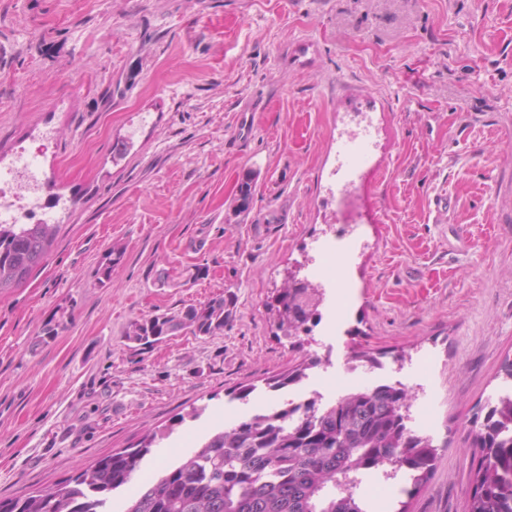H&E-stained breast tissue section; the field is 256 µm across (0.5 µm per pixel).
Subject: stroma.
I'll return each instance as SVG.
<instances>
[{"label":"stroma","instance_id":"stroma-1","mask_svg":"<svg viewBox=\"0 0 512 512\" xmlns=\"http://www.w3.org/2000/svg\"><path fill=\"white\" fill-rule=\"evenodd\" d=\"M1 46L0 162L39 149L61 202L47 263L0 297V500L155 431L107 504L125 512L304 359L320 360L308 383L379 384L365 362L345 373L356 346L406 385L412 429L438 448L413 497L365 477L366 512H462L466 433L512 359V0H0ZM366 115L349 203L336 136ZM332 224L363 244L323 261L347 282L329 291L343 324L285 337L267 298L287 274L315 279ZM223 292V332L125 336Z\"/></svg>","mask_w":512,"mask_h":512}]
</instances>
